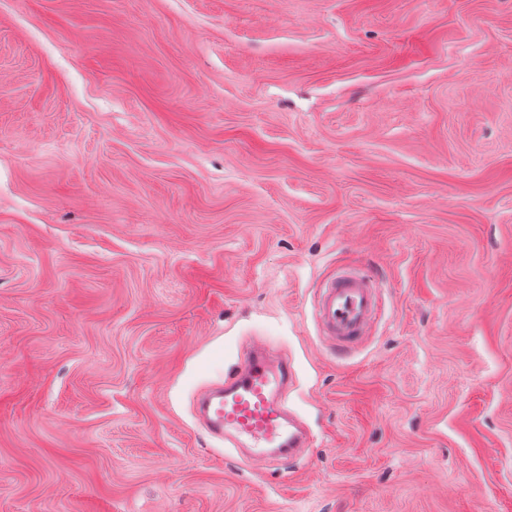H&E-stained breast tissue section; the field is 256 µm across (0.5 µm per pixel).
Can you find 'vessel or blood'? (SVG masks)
Returning a JSON list of instances; mask_svg holds the SVG:
<instances>
[{"label": "vessel or blood", "instance_id": "b4317fda", "mask_svg": "<svg viewBox=\"0 0 512 512\" xmlns=\"http://www.w3.org/2000/svg\"><path fill=\"white\" fill-rule=\"evenodd\" d=\"M313 306L321 337L344 351L375 323L380 287L368 274L343 271L316 288ZM294 378L292 362L276 356L270 343L253 344L224 379L198 395L196 420L211 437L243 450L249 464L293 459L311 442L308 428L288 406Z\"/></svg>", "mask_w": 512, "mask_h": 512}]
</instances>
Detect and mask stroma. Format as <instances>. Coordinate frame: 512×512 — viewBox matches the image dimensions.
I'll return each mask as SVG.
<instances>
[{"mask_svg":"<svg viewBox=\"0 0 512 512\" xmlns=\"http://www.w3.org/2000/svg\"><path fill=\"white\" fill-rule=\"evenodd\" d=\"M255 339L302 461L195 421ZM0 512H512V0H0ZM313 306L321 337L345 351L357 345L375 323L380 287L368 274L342 271L315 289Z\"/></svg>","mask_w":512,"mask_h":512,"instance_id":"obj_1","label":"stroma"}]
</instances>
